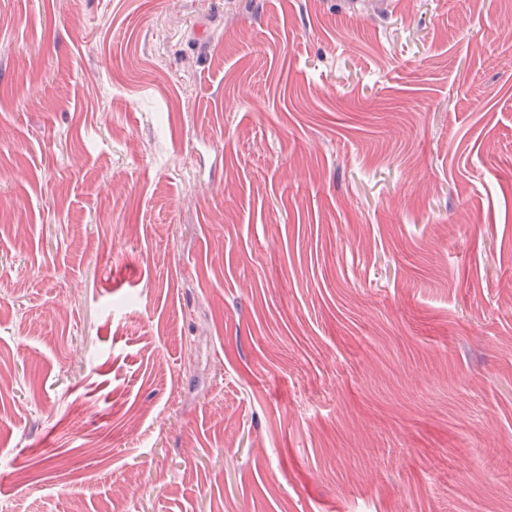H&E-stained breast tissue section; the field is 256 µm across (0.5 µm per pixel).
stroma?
Instances as JSON below:
<instances>
[{
    "instance_id": "1",
    "label": "stroma",
    "mask_w": 512,
    "mask_h": 512,
    "mask_svg": "<svg viewBox=\"0 0 512 512\" xmlns=\"http://www.w3.org/2000/svg\"><path fill=\"white\" fill-rule=\"evenodd\" d=\"M0 512H512V0H0Z\"/></svg>"
}]
</instances>
